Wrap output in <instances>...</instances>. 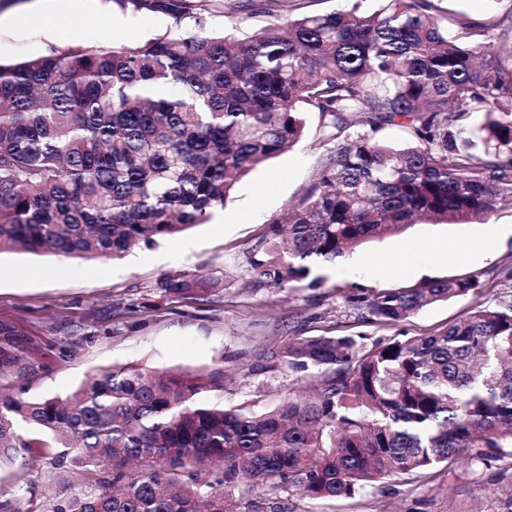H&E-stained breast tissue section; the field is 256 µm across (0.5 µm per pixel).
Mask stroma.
Returning a JSON list of instances; mask_svg holds the SVG:
<instances>
[{"label": "stroma", "mask_w": 512, "mask_h": 512, "mask_svg": "<svg viewBox=\"0 0 512 512\" xmlns=\"http://www.w3.org/2000/svg\"><path fill=\"white\" fill-rule=\"evenodd\" d=\"M76 11L58 0L53 28L40 25L35 0H0V62L13 63L52 47L87 43H136L165 30L156 15L120 14L110 0H89ZM25 13L20 26L3 17ZM310 113L304 137L292 149L242 180L224 207L178 237L134 248L117 260L66 259L19 250L0 252V322L23 331L47 370L25 381L26 397L66 396L87 375L112 365L156 371L224 369L228 406L261 400L270 406L301 386L299 375L259 376L247 366L269 343L300 336L347 335L369 344L420 336L457 321L477 306L512 302V211L501 210L470 224L420 221L399 235L358 247L326 265L321 287L280 289L252 284L245 255L284 218L290 204L315 183L334 156ZM185 271L218 280L203 296L164 297L161 278ZM475 276L490 292L431 304L407 321L383 327L363 319L348 303L365 296L411 288L437 279ZM51 448H29L0 465V495L18 512H51L56 499L77 493L88 480L80 468L54 469ZM482 465H460L432 478L397 474L353 498L308 499L296 490L274 497L281 512H492L512 488L482 477Z\"/></svg>", "instance_id": "stroma-1"}]
</instances>
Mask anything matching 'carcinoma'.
<instances>
[{
  "mask_svg": "<svg viewBox=\"0 0 512 512\" xmlns=\"http://www.w3.org/2000/svg\"><path fill=\"white\" fill-rule=\"evenodd\" d=\"M164 16L124 46L77 42L0 63V251L119 259L205 223L236 183L292 148L306 113L335 157L246 256L259 285L317 288L322 264L421 218L467 224L512 210V7L481 21L442 0H379L372 12L281 16L246 34L212 25L232 0H112ZM402 128L404 145L377 139ZM367 127L370 133L357 131ZM216 283L177 272L164 295ZM479 279L349 302L399 324ZM0 323V373L41 369ZM312 374L313 390L256 411L226 407L224 370H96L65 398L0 393V460L59 451L93 479L52 512H254L252 493L351 498L394 474L427 473L499 448L490 481L512 488V303L477 307L421 336H305L248 371Z\"/></svg>",
  "mask_w": 512,
  "mask_h": 512,
  "instance_id": "carcinoma-1",
  "label": "carcinoma"
}]
</instances>
